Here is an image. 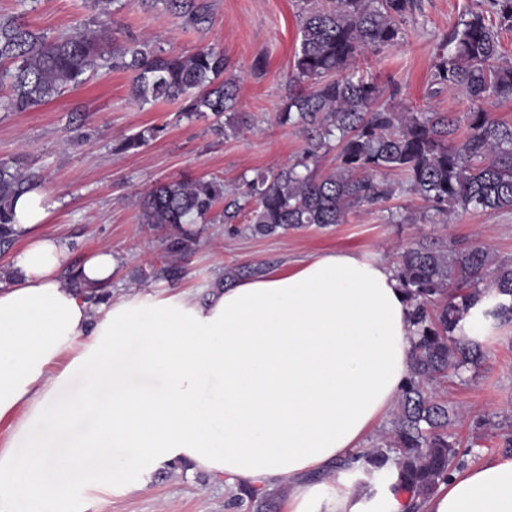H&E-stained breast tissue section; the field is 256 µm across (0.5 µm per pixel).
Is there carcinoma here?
I'll return each instance as SVG.
<instances>
[{"label": "carcinoma", "mask_w": 512, "mask_h": 512, "mask_svg": "<svg viewBox=\"0 0 512 512\" xmlns=\"http://www.w3.org/2000/svg\"><path fill=\"white\" fill-rule=\"evenodd\" d=\"M185 26L211 20L208 0H168ZM415 0H322L302 14L300 47L295 53L288 96L276 113L280 125L300 128L307 158L336 148V167L321 172L304 162L268 176L243 181L227 193L216 178H184L155 185L142 200V223L166 228V260L154 276L170 282L182 277L178 260L197 242L185 225L209 215L224 202V223L250 216L254 235L345 223L357 207H376L395 194L391 173L404 177L406 191L436 216L472 211L493 216L512 211V123L492 108L512 102V63L504 60L500 35L512 31V0H482L465 14L434 56L431 85L464 93L473 103L459 120L446 112L415 109L388 101L386 87L350 70L358 57L392 48L403 39V21ZM104 53L88 30L49 39L17 18L0 20V79L10 78L4 106L25 112L82 82L99 67ZM112 68L132 75L142 102H183L188 118L206 112L223 115L238 129V85L227 75L224 53L204 47L192 53L152 48L138 42L112 44ZM152 126L128 138L122 150L138 148L164 135ZM40 184L22 159L0 161V245L13 240L15 200ZM490 251L482 245L442 250L418 243L405 248L397 265L413 326L411 374L402 387L393 429L382 444L352 453L338 468L358 465L372 480L388 482L390 494L416 512L467 457L489 430L499 431L512 448V425L490 415L472 421L464 437L449 430L454 409L427 385L478 368L485 353L463 324L476 303L494 300L484 320L512 322V266L489 270ZM262 272L240 265L224 271V281ZM280 493L241 486L227 503L231 509L275 512Z\"/></svg>", "instance_id": "carcinoma-1"}]
</instances>
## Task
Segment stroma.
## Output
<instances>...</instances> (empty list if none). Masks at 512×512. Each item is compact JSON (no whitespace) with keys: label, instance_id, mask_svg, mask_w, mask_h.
<instances>
[{"label":"stroma","instance_id":"obj_1","mask_svg":"<svg viewBox=\"0 0 512 512\" xmlns=\"http://www.w3.org/2000/svg\"><path fill=\"white\" fill-rule=\"evenodd\" d=\"M475 0H417L403 23L404 38L392 50L367 54L356 65L397 89L398 101L429 104L438 112L465 113L470 103L457 90L431 94L430 73L438 45ZM213 23L187 27L169 14L165 0H0V17L21 16L31 29L56 37L83 30L100 12L111 21L112 39L149 41L167 51L222 50L228 72L239 82L241 132L225 128L224 117L207 113L188 120L169 102L136 101L130 73L100 68L97 75L59 98L27 112L0 109V161L24 159L48 198L47 229L61 236L71 268L104 246L121 259L114 295L135 294L153 283V268L164 254L162 234L140 220L143 194L155 184L184 177L222 178L234 189L243 178L273 173L301 159L303 134L277 124L275 114L288 94L299 20L305 0H210ZM264 57V71L253 69ZM165 134L143 146L120 150L123 139L150 126ZM231 235L221 220L194 225L199 244L185 258L183 287L212 284L214 275L240 264L274 270L297 259L352 250L387 265L415 243L438 247L482 244L493 262L512 264V213L449 215L430 221L418 199L399 192L377 209L356 208L345 223L292 229L276 236L252 235L246 221ZM484 365L454 385L432 392L457 412L456 428L467 433L474 416L512 417V324L484 338ZM94 512H228L230 491L223 478L179 467L162 469L145 485L124 494L95 495Z\"/></svg>","mask_w":512,"mask_h":512}]
</instances>
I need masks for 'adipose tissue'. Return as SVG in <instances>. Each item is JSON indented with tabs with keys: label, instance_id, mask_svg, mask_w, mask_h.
Segmentation results:
<instances>
[{
	"label": "adipose tissue",
	"instance_id": "adipose-tissue-1",
	"mask_svg": "<svg viewBox=\"0 0 512 512\" xmlns=\"http://www.w3.org/2000/svg\"><path fill=\"white\" fill-rule=\"evenodd\" d=\"M0 284V512H85L75 484L138 488L185 461L231 486H295L287 512H406L312 482L387 416L412 328L392 268L351 250L213 288L149 285L89 303L60 276L41 188ZM423 512H512V457L455 471Z\"/></svg>",
	"mask_w": 512,
	"mask_h": 512
}]
</instances>
